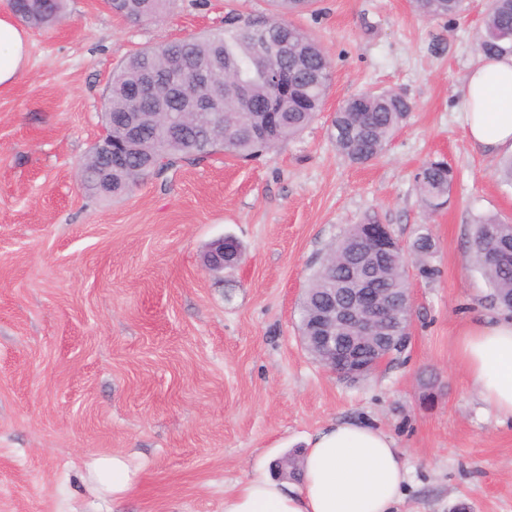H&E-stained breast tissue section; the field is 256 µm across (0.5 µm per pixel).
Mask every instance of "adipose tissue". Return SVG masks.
<instances>
[{"label":"adipose tissue","mask_w":512,"mask_h":512,"mask_svg":"<svg viewBox=\"0 0 512 512\" xmlns=\"http://www.w3.org/2000/svg\"><path fill=\"white\" fill-rule=\"evenodd\" d=\"M29 62L28 34L12 13H0V95ZM470 141L492 154L512 153V54L483 58L465 78L461 105ZM457 357L482 402L512 421V316L472 318L461 330ZM300 485L257 474L224 496V512H392L406 472L401 452L366 423L327 426L304 455Z\"/></svg>","instance_id":"1"}]
</instances>
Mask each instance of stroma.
Returning <instances> with one entry per match:
<instances>
[{
  "label": "stroma",
  "instance_id": "stroma-1",
  "mask_svg": "<svg viewBox=\"0 0 512 512\" xmlns=\"http://www.w3.org/2000/svg\"><path fill=\"white\" fill-rule=\"evenodd\" d=\"M486 7L425 20L409 0H317L293 21L333 81L304 132L247 161H180L115 199L76 176L103 134L113 70L269 0H177L138 22L67 0L57 24L29 28L28 70L0 96V512H224L225 491L351 421L401 450L396 512H512V423L457 359L461 328L489 311L467 264L472 225L512 220L500 158L470 143L460 108ZM375 88L414 108L378 161L355 165L331 117ZM434 159L454 181L430 214L415 175ZM368 213L405 243L429 225L440 274L410 280L405 350L346 383L303 347L299 302L328 246ZM225 235L244 255L217 276L203 254ZM112 455L136 472L116 499L88 470Z\"/></svg>",
  "mask_w": 512,
  "mask_h": 512
}]
</instances>
